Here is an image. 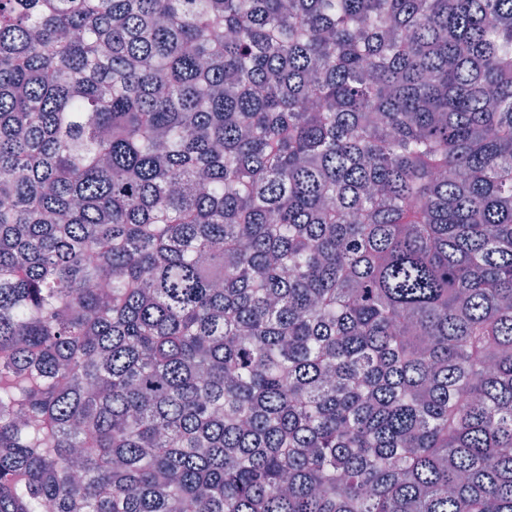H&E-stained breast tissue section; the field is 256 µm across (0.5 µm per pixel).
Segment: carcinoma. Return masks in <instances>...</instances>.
<instances>
[{"mask_svg": "<svg viewBox=\"0 0 512 512\" xmlns=\"http://www.w3.org/2000/svg\"><path fill=\"white\" fill-rule=\"evenodd\" d=\"M48 503L512 512V0H0V512Z\"/></svg>", "mask_w": 512, "mask_h": 512, "instance_id": "cac0c4a2", "label": "carcinoma"}]
</instances>
